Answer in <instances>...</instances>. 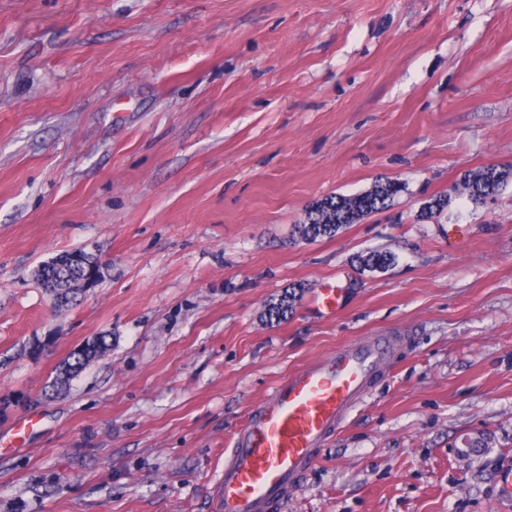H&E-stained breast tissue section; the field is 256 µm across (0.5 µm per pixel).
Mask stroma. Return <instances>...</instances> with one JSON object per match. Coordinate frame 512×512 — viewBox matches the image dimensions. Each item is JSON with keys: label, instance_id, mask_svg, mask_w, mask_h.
Returning <instances> with one entry per match:
<instances>
[{"label": "stroma", "instance_id": "35a3bbf8", "mask_svg": "<svg viewBox=\"0 0 512 512\" xmlns=\"http://www.w3.org/2000/svg\"><path fill=\"white\" fill-rule=\"evenodd\" d=\"M488 164L512 167V0H0V512H215L272 386L381 334L390 370L273 512H512V185L450 192ZM385 177L387 209L298 236ZM75 249L101 277L61 310L32 272ZM404 189L400 182L381 178L359 194L328 195L311 206L306 222L297 225V232L304 240L333 237L349 224L388 208ZM395 261V255L391 251H371L365 255L356 257L355 262L360 269L368 271H382ZM112 349V340L108 336H94L84 343L58 366L56 375L50 385L51 395H58L66 390L71 381L91 362L107 355Z\"/></svg>", "mask_w": 512, "mask_h": 512}]
</instances>
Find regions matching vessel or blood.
Returning <instances> with one entry per match:
<instances>
[{"label":"vessel or blood","mask_w":512,"mask_h":512,"mask_svg":"<svg viewBox=\"0 0 512 512\" xmlns=\"http://www.w3.org/2000/svg\"><path fill=\"white\" fill-rule=\"evenodd\" d=\"M392 336L350 343L279 380L224 457L216 512H269L286 499L349 409L391 364Z\"/></svg>","instance_id":"b4317fda"}]
</instances>
